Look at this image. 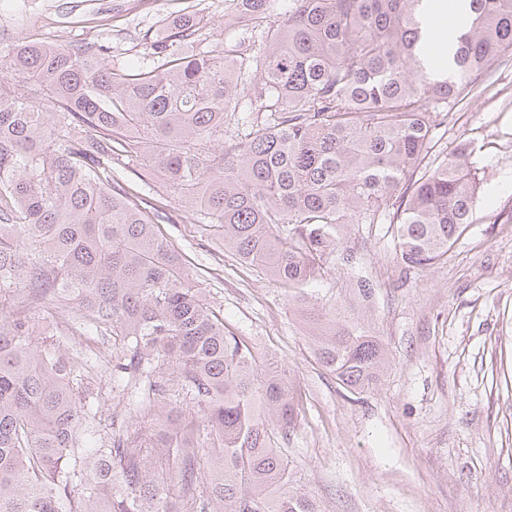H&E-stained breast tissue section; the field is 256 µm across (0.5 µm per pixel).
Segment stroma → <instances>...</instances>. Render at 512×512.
Here are the masks:
<instances>
[{
	"label": "stroma",
	"mask_w": 512,
	"mask_h": 512,
	"mask_svg": "<svg viewBox=\"0 0 512 512\" xmlns=\"http://www.w3.org/2000/svg\"><path fill=\"white\" fill-rule=\"evenodd\" d=\"M203 17L194 51L245 37L225 21L227 0H0V47L29 42L108 45L113 63H150L145 33L185 12ZM442 148L466 140L480 183L473 222L435 265L404 270L387 224H351L356 259H326L306 287L309 308L336 314L358 279L375 285L359 316L383 338L378 384L346 392L318 362L310 326L286 285L224 250L196 208L162 189L146 159L116 162L137 196L167 214L157 232L227 328L276 357L295 392L296 424L281 439L297 488L321 512H512V55L495 61L480 94L449 111ZM40 345L69 350L89 372L95 437L140 418L112 385L108 336H82L67 319L28 309Z\"/></svg>",
	"instance_id": "obj_1"
}]
</instances>
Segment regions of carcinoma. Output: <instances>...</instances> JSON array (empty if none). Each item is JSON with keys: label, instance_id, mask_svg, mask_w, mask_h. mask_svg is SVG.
<instances>
[{"label": "carcinoma", "instance_id": "1", "mask_svg": "<svg viewBox=\"0 0 512 512\" xmlns=\"http://www.w3.org/2000/svg\"><path fill=\"white\" fill-rule=\"evenodd\" d=\"M232 0L249 48L188 52L186 13L150 41L153 64L112 66L95 42L0 53V512H320L277 447L295 420L287 368L260 360L191 286L114 176L144 157L224 249L300 289L348 224H391L405 268L439 262L478 201L469 144L438 149L441 114L512 53V0H470L448 73L429 71L427 0ZM56 105L43 111L42 98ZM236 135L214 156L200 145ZM348 315L314 328L319 363L351 393L381 380L387 346ZM30 299L82 335L112 336L141 426L92 439L80 368L33 341ZM191 404L185 414L171 393Z\"/></svg>", "mask_w": 512, "mask_h": 512}]
</instances>
